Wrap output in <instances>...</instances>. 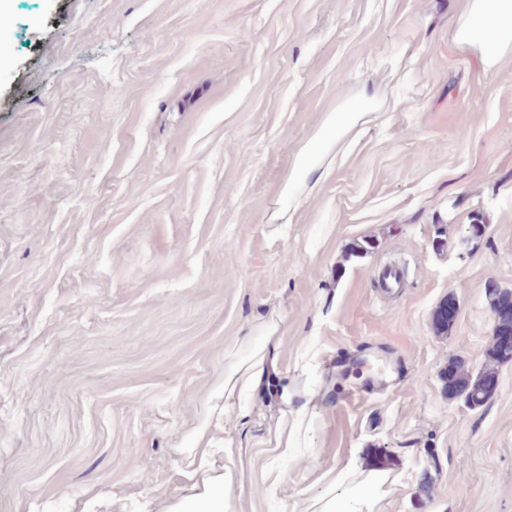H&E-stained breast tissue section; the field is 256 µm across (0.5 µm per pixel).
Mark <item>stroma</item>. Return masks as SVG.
Instances as JSON below:
<instances>
[{"instance_id":"1","label":"stroma","mask_w":512,"mask_h":512,"mask_svg":"<svg viewBox=\"0 0 512 512\" xmlns=\"http://www.w3.org/2000/svg\"><path fill=\"white\" fill-rule=\"evenodd\" d=\"M465 7L11 0L0 512H155L227 442L234 512H296L351 460L390 472L385 512H512V47L486 70ZM269 325L242 420L224 352ZM454 364L494 367L483 406ZM497 321L496 329L502 336L512 331V292L492 288L488 292ZM494 379L492 372L473 378L454 368L448 372V392L452 396L462 397L469 405L479 406L491 396Z\"/></svg>"}]
</instances>
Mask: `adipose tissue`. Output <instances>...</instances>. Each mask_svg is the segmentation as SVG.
<instances>
[{
    "label": "adipose tissue",
    "instance_id": "obj_1",
    "mask_svg": "<svg viewBox=\"0 0 512 512\" xmlns=\"http://www.w3.org/2000/svg\"><path fill=\"white\" fill-rule=\"evenodd\" d=\"M508 14L512 15V0H472L468 31L458 35V42L480 47L486 63H493L500 50L512 45V28L503 23ZM278 342L271 327L266 328L263 335L240 340V347L247 349L248 354L225 367V400H233L262 382L269 350ZM235 482V464L232 454L228 453L224 456L223 475L208 480L202 494L187 500L181 510L165 506L161 512H230ZM392 484L388 473L365 470L349 463L339 470L325 494L317 500L303 502L300 512H384Z\"/></svg>",
    "mask_w": 512,
    "mask_h": 512
}]
</instances>
